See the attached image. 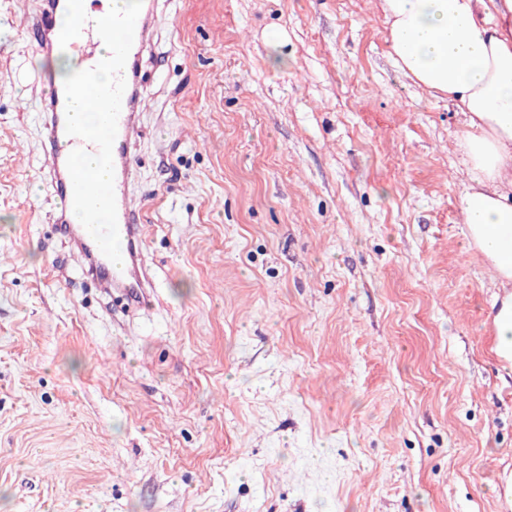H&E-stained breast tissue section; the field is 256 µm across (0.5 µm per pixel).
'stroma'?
Listing matches in <instances>:
<instances>
[{"mask_svg": "<svg viewBox=\"0 0 512 512\" xmlns=\"http://www.w3.org/2000/svg\"><path fill=\"white\" fill-rule=\"evenodd\" d=\"M41 0H0V512H512L464 117L380 0H158L142 309L57 225Z\"/></svg>", "mask_w": 512, "mask_h": 512, "instance_id": "1", "label": "stroma"}]
</instances>
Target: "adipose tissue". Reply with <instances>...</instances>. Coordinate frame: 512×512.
<instances>
[{
  "label": "adipose tissue",
  "mask_w": 512,
  "mask_h": 512,
  "mask_svg": "<svg viewBox=\"0 0 512 512\" xmlns=\"http://www.w3.org/2000/svg\"><path fill=\"white\" fill-rule=\"evenodd\" d=\"M400 70L465 117L469 248L504 287L495 347L512 362V0H381Z\"/></svg>",
  "instance_id": "obj_1"
}]
</instances>
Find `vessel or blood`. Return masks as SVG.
<instances>
[{"mask_svg":"<svg viewBox=\"0 0 512 512\" xmlns=\"http://www.w3.org/2000/svg\"><path fill=\"white\" fill-rule=\"evenodd\" d=\"M87 3L44 0L29 24L38 49L68 51L78 72L110 76L106 84L82 89L50 82L44 164L53 175L62 222L97 269L95 288L107 295L121 292L135 304L152 286L137 270L143 225L133 192L132 147L140 135L139 72L155 3L140 0L132 11L97 13ZM81 111L98 112L97 125L83 127Z\"/></svg>","mask_w":512,"mask_h":512,"instance_id":"obj_1","label":"vessel or blood"}]
</instances>
